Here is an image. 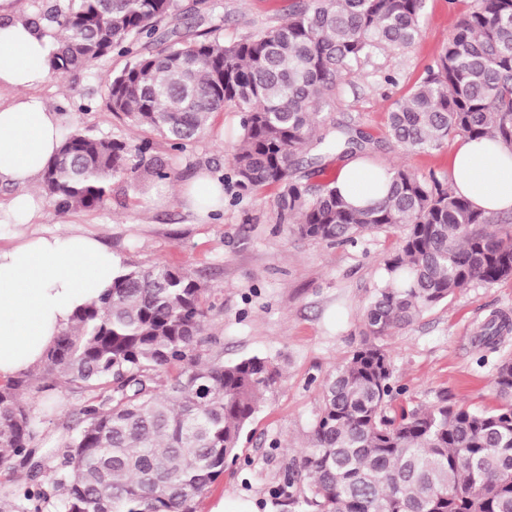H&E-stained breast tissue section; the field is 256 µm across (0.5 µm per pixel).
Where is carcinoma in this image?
Wrapping results in <instances>:
<instances>
[{"label":"carcinoma","instance_id":"cac0c4a2","mask_svg":"<svg viewBox=\"0 0 512 512\" xmlns=\"http://www.w3.org/2000/svg\"><path fill=\"white\" fill-rule=\"evenodd\" d=\"M56 20L51 72L64 75L117 53L107 108L182 148L227 104L243 112L231 167L240 191L279 189V221L303 237L348 243L398 228L364 319V339L322 384L321 410L294 475L305 473L310 512H512V358L502 359L490 410L395 409L385 339L476 282L512 278V218L487 214L436 176L396 166L380 175L384 197L350 206L332 181L296 176L309 146L355 156L363 140L324 126L322 107L354 66L376 51L411 46L424 0H291L287 19L226 42L159 31L179 0H71ZM427 76L390 112L392 139L428 151L449 137L512 146V0H467ZM149 142L75 132L49 163L43 189L60 205L97 208L112 179L144 161ZM491 224H501L497 231ZM189 273L164 262L126 270L112 290L74 316L44 366L53 385L90 395L56 448H41L40 422L22 399L33 376L0 386V466L17 459L21 482L0 512H196L197 499L237 459L242 433L281 378L253 356L205 359L210 309ZM512 326L496 314L481 327L494 349ZM49 473L46 486L28 483Z\"/></svg>","mask_w":512,"mask_h":512}]
</instances>
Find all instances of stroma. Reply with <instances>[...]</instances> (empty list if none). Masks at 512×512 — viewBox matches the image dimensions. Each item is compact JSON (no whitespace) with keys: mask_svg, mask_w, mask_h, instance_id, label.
I'll list each match as a JSON object with an SVG mask.
<instances>
[{"mask_svg":"<svg viewBox=\"0 0 512 512\" xmlns=\"http://www.w3.org/2000/svg\"><path fill=\"white\" fill-rule=\"evenodd\" d=\"M288 4L206 0L204 24L219 26L224 40L233 41L280 24ZM466 8L465 0H426L415 43L363 61L327 106L328 121L349 124L367 138L363 156L378 168L403 165L447 180L456 138L429 152H402L390 136L389 113L425 77ZM123 65V58L112 56L62 78L52 75L39 93L59 112L64 132L150 142L148 156L166 178L136 169L113 180L108 200L94 209L64 207L45 196L41 224L53 229L67 223L96 234L125 270L163 261L188 271L208 288L210 354L227 363L261 356L281 365V385L260 403L237 461L200 496L198 512H211L222 498L250 502L257 512H293L286 496H304L307 483L288 484V468L320 412L323 380L361 340L364 312L401 232L383 229L346 245L300 236L278 220L276 187L240 194L229 164L242 133L235 106L212 114L204 132L183 149L171 148L157 132L108 111L101 77ZM204 169L224 185V207L207 221L185 212L179 200L180 188ZM494 311L512 317V279L471 285L390 335L394 406L444 398L455 406L496 407L493 377L499 361L512 357V334L486 354L473 342ZM24 400L41 422L43 446L53 447L65 424L76 422L84 397L68 388L34 387Z\"/></svg>","mask_w":512,"mask_h":512,"instance_id":"stroma-1","label":"stroma"}]
</instances>
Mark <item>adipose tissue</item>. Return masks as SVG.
Segmentation results:
<instances>
[{
	"mask_svg": "<svg viewBox=\"0 0 512 512\" xmlns=\"http://www.w3.org/2000/svg\"><path fill=\"white\" fill-rule=\"evenodd\" d=\"M55 39L16 14L14 0H0V186L14 187L6 204L21 234L0 245V383L39 369L74 312L112 287L121 268L92 233L69 228L35 229L42 213L39 189L48 163L58 154L60 120L38 88L49 74ZM377 167L355 158L340 170L336 187L362 207L381 198ZM455 194L488 213L512 211V147L491 139L460 138L448 169ZM186 211L206 218L224 204L221 181L200 172L179 191Z\"/></svg>",
	"mask_w": 512,
	"mask_h": 512,
	"instance_id": "ef3b65f1",
	"label": "adipose tissue"
}]
</instances>
